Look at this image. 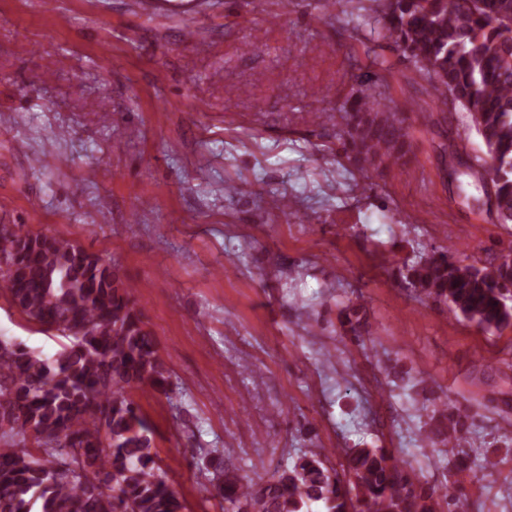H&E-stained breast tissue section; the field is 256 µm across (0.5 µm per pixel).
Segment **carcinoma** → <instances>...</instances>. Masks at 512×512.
<instances>
[{"label":"carcinoma","instance_id":"carcinoma-1","mask_svg":"<svg viewBox=\"0 0 512 512\" xmlns=\"http://www.w3.org/2000/svg\"><path fill=\"white\" fill-rule=\"evenodd\" d=\"M370 35L400 50L431 88L465 112L492 164L494 208L512 224V0H368ZM342 140L362 177L403 156L407 129L376 91L342 116ZM0 293L28 322L64 339L51 360L0 340V512H187L133 395L168 394L171 370L120 269L61 236L0 235ZM415 294L485 329L512 326V260L465 264L446 250L408 263ZM343 326L361 339L366 312ZM307 448L267 479L227 466L212 479L224 512H440L458 506L382 448H354L342 470Z\"/></svg>","mask_w":512,"mask_h":512}]
</instances>
